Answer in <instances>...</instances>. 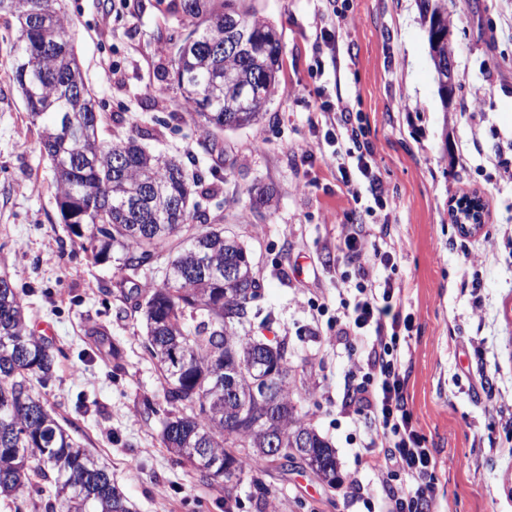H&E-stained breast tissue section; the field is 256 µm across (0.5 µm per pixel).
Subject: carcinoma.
Segmentation results:
<instances>
[{"mask_svg": "<svg viewBox=\"0 0 512 512\" xmlns=\"http://www.w3.org/2000/svg\"><path fill=\"white\" fill-rule=\"evenodd\" d=\"M432 66L448 61V0H418ZM195 45L173 57L174 79L194 125L211 136L260 125L277 87L281 44L272 24L240 0H183ZM18 26L9 48L13 81L54 171L56 201L71 235L94 263L115 258L136 269L145 254H172L163 284L133 290L170 406L161 442L206 483L261 481L271 460L260 451L269 409L249 397L250 376L237 377L241 398L224 401V374L254 351L285 366L276 384L270 427L283 447L309 446L324 467L338 466L330 442L294 400L287 351L241 335L259 288L247 248L201 219L197 181L179 160L145 151L130 138L104 143L102 113L70 41L60 0H0V16ZM248 49L234 52L228 33ZM233 265L239 277L229 280ZM56 367L51 345L28 330L23 300L0 278V498L28 494L46 512H135L99 457L81 448L44 402L31 375L47 381Z\"/></svg>", "mask_w": 512, "mask_h": 512, "instance_id": "cac0c4a2", "label": "carcinoma"}]
</instances>
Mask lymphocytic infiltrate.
Instances as JSON below:
<instances>
[{
	"label": "lymphocytic infiltrate",
	"mask_w": 512,
	"mask_h": 512,
	"mask_svg": "<svg viewBox=\"0 0 512 512\" xmlns=\"http://www.w3.org/2000/svg\"><path fill=\"white\" fill-rule=\"evenodd\" d=\"M328 121L358 146L353 166L339 169L342 179L355 189L367 186L376 199H383L386 191L372 151L361 144L362 131L352 114L343 111ZM403 247L401 240L394 239L384 249L371 236L351 232L340 239L337 250L345 264L356 265L358 284L353 305L336 312V340L344 345L350 372L358 379L345 405L373 425L360 451L378 482L389 489L380 512H431L436 460L407 408V375L399 346L401 336L411 330L410 318L397 311L404 302V290L393 278L379 283L371 276L379 268L395 269ZM363 335L370 341L361 356L357 341Z\"/></svg>",
	"instance_id": "lymphocytic-infiltrate-1"
}]
</instances>
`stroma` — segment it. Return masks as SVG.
Wrapping results in <instances>:
<instances>
[{
	"label": "stroma",
	"instance_id": "1",
	"mask_svg": "<svg viewBox=\"0 0 512 512\" xmlns=\"http://www.w3.org/2000/svg\"><path fill=\"white\" fill-rule=\"evenodd\" d=\"M181 0H64L84 80L107 117L103 137L138 138L197 176L208 223L244 242L261 284L249 335L288 348L293 385L336 451L340 485L299 462L274 470L268 512H368L385 492L356 450L368 424L341 405L352 379L331 321L353 300L336 282L334 215L375 221L369 190L352 198L310 118L321 104L356 113L388 193L391 236L405 248L394 278L412 329L401 348L407 407L437 463L436 512H512V0H448L457 88L442 110L416 0H244L275 27L278 87L260 126L211 138L173 79L188 32ZM335 35L321 47V32ZM18 36L0 17V275L20 293L35 335L59 355L34 393L80 447L98 454L136 512H256L248 484L225 491L177 463L160 439L168 405L145 348L132 285L162 284L164 264L133 272L92 264L62 221L53 172L13 80ZM314 149V160L303 153ZM273 195L259 203V191ZM476 195L479 229L461 234L457 199ZM116 356H90L99 335Z\"/></svg>",
	"mask_w": 512,
	"mask_h": 512
}]
</instances>
